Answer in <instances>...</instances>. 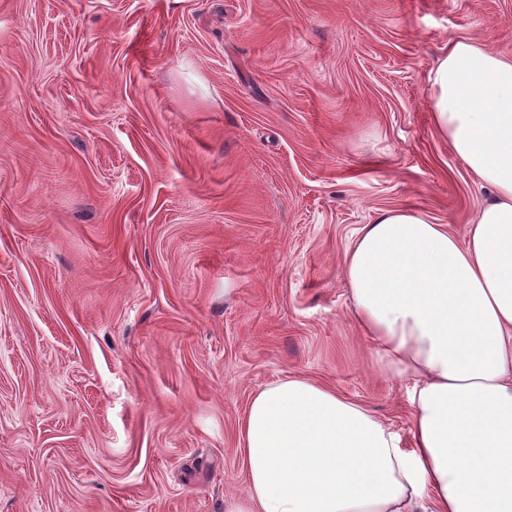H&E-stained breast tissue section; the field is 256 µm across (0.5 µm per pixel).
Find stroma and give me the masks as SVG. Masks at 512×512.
Instances as JSON below:
<instances>
[{
  "label": "stroma",
  "instance_id": "1",
  "mask_svg": "<svg viewBox=\"0 0 512 512\" xmlns=\"http://www.w3.org/2000/svg\"><path fill=\"white\" fill-rule=\"evenodd\" d=\"M452 38L512 56V0H0V512H224L288 377L410 447L343 259L384 209L475 216Z\"/></svg>",
  "mask_w": 512,
  "mask_h": 512
}]
</instances>
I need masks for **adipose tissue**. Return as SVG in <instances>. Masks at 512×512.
<instances>
[{
    "instance_id": "obj_1",
    "label": "adipose tissue",
    "mask_w": 512,
    "mask_h": 512,
    "mask_svg": "<svg viewBox=\"0 0 512 512\" xmlns=\"http://www.w3.org/2000/svg\"><path fill=\"white\" fill-rule=\"evenodd\" d=\"M429 82L434 129L490 195L464 236L383 210L345 252L354 318L409 383L412 447L331 388L274 381L224 512H512V58L454 38Z\"/></svg>"
}]
</instances>
